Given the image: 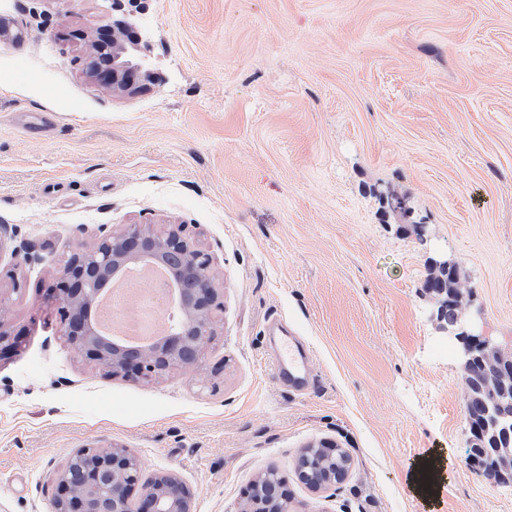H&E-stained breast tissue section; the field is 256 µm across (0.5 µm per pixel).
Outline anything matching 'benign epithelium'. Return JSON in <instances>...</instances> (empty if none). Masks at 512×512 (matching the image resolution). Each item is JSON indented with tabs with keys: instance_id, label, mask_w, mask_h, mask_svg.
<instances>
[{
	"instance_id": "7a95c632",
	"label": "benign epithelium",
	"mask_w": 512,
	"mask_h": 512,
	"mask_svg": "<svg viewBox=\"0 0 512 512\" xmlns=\"http://www.w3.org/2000/svg\"><path fill=\"white\" fill-rule=\"evenodd\" d=\"M147 0H111L112 28L93 41L88 71L114 93L139 94L151 71L146 32L138 15ZM158 260L171 268L170 279L156 285L165 315L176 317L161 338L148 345L117 344L98 335L91 323V309L104 287L122 269L134 263ZM48 299L62 321V336L85 361L108 368L114 374L142 382L153 381L173 369L192 371L218 336L215 313L221 308L213 275L212 256L184 226L128 224L103 234L90 249H80L65 259L56 280L47 288ZM448 340L458 345L465 375L474 374V349L496 357L495 370L512 372V359L469 331V323L457 317L442 325ZM19 337L3 329L0 316V357L17 351ZM77 475L63 467L56 476L53 512H127L134 502L139 512H193V496L182 478L172 472L143 476L139 458L126 448L101 454L97 448H80ZM347 471L313 481L304 472L299 478L315 490L343 480ZM288 498L279 477H273L264 496L250 488L242 512H287Z\"/></svg>"
}]
</instances>
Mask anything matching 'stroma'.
<instances>
[{"label":"stroma","instance_id":"1","mask_svg":"<svg viewBox=\"0 0 512 512\" xmlns=\"http://www.w3.org/2000/svg\"><path fill=\"white\" fill-rule=\"evenodd\" d=\"M139 21L158 83L115 95L84 66L103 0H0V316L23 336L0 358V512H53L88 447L177 472L195 512H239L269 469L290 512H512V479L467 459L424 288L457 263L463 316L512 354V0H149ZM125 224L186 225L213 258L223 334L198 371L106 372L44 300ZM284 336L307 387L274 366ZM322 442L349 473L316 491L296 461Z\"/></svg>","mask_w":512,"mask_h":512}]
</instances>
